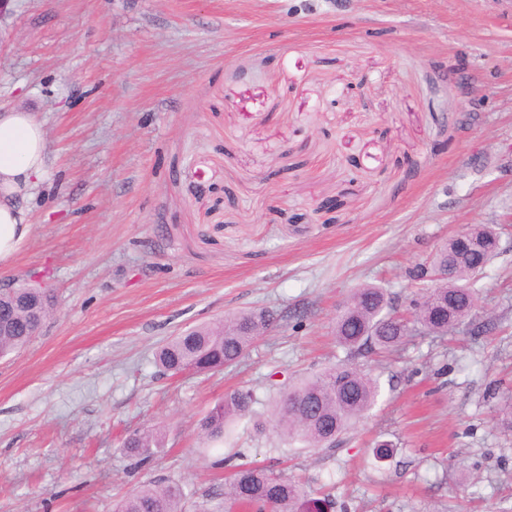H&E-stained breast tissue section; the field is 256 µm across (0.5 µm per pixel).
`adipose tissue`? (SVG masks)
I'll return each mask as SVG.
<instances>
[{
	"label": "adipose tissue",
	"instance_id": "1",
	"mask_svg": "<svg viewBox=\"0 0 512 512\" xmlns=\"http://www.w3.org/2000/svg\"><path fill=\"white\" fill-rule=\"evenodd\" d=\"M48 170V141L35 113L0 110V267L10 264L34 226L25 201Z\"/></svg>",
	"mask_w": 512,
	"mask_h": 512
}]
</instances>
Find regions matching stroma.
Here are the masks:
<instances>
[{"label": "stroma", "mask_w": 512, "mask_h": 512, "mask_svg": "<svg viewBox=\"0 0 512 512\" xmlns=\"http://www.w3.org/2000/svg\"><path fill=\"white\" fill-rule=\"evenodd\" d=\"M0 105L37 113L50 151L0 279L54 300L0 358V512H113L151 480L208 512L233 451L332 512H512V0H10ZM472 224L500 244L469 322L362 358L381 394L336 443L255 431L345 359L354 288L412 313V271ZM256 309L275 322L237 363L159 371L171 336ZM242 387L254 419L204 444ZM152 425L165 447L135 466L121 442ZM256 402L255 394L250 389H239L228 394L200 420L199 436L211 443L224 440L232 423L249 416Z\"/></svg>", "instance_id": "35a3bbf8"}]
</instances>
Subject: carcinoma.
I'll list each match as a JSON object with an SVG mask.
<instances>
[{
  "mask_svg": "<svg viewBox=\"0 0 512 512\" xmlns=\"http://www.w3.org/2000/svg\"><path fill=\"white\" fill-rule=\"evenodd\" d=\"M476 239L480 241L476 251L458 252L447 243L430 261L432 267H448L451 273L447 285L426 289L415 304L414 322L430 335H447L455 321L467 318L475 308L474 279L498 249L495 232L486 224ZM52 308L46 288H31L22 282L0 292V357L26 347ZM388 308L382 289L368 285L356 288L336 318V342L346 351V359L282 391L270 420L256 423V430L262 433L270 429L292 441L319 448L335 442L363 417L375 404L380 383L356 359L390 353L408 337L407 324L389 320ZM267 327L263 312L254 310L190 328L159 349L158 366L170 375L186 370H220L237 362ZM256 402L250 389L228 394L200 420L199 436L211 443L224 440L232 423L249 416ZM164 441L163 429L151 427L130 433L122 447L142 466L153 460ZM182 499L179 484L148 481L121 500L116 512H182ZM333 505L335 501L327 496H312V491L298 479L241 463L225 484L221 501L209 512H325Z\"/></svg>",
  "mask_w": 512,
  "mask_h": 512,
  "instance_id": "obj_1",
  "label": "carcinoma"
}]
</instances>
